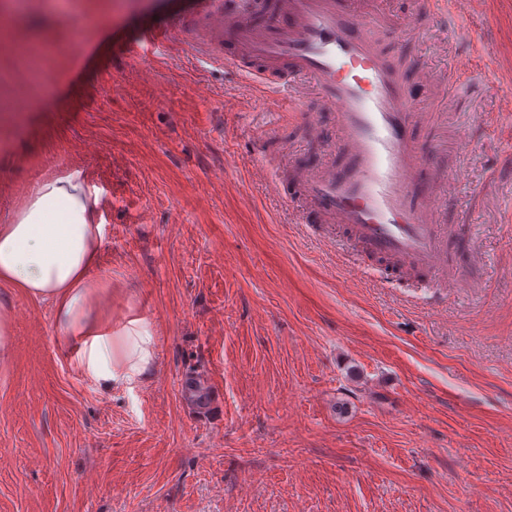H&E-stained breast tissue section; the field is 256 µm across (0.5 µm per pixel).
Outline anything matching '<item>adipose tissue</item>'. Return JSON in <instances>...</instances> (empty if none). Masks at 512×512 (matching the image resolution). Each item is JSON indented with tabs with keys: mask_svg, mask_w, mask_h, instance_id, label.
I'll return each instance as SVG.
<instances>
[{
	"mask_svg": "<svg viewBox=\"0 0 512 512\" xmlns=\"http://www.w3.org/2000/svg\"><path fill=\"white\" fill-rule=\"evenodd\" d=\"M100 197L84 172L44 179L26 205L0 223V282L49 302L57 340L101 390H130L155 368V330L143 315L113 320L112 277L98 274Z\"/></svg>",
	"mask_w": 512,
	"mask_h": 512,
	"instance_id": "1",
	"label": "adipose tissue"
}]
</instances>
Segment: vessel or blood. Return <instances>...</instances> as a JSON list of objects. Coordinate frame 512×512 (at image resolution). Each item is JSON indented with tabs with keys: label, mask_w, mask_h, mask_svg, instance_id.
Returning <instances> with one entry per match:
<instances>
[{
	"label": "vessel or blood",
	"mask_w": 512,
	"mask_h": 512,
	"mask_svg": "<svg viewBox=\"0 0 512 512\" xmlns=\"http://www.w3.org/2000/svg\"><path fill=\"white\" fill-rule=\"evenodd\" d=\"M479 0H421L428 21L453 24L467 33ZM262 0H201L199 18L207 25L197 44L210 61L232 65L267 93L299 103L298 88L312 81L334 124L307 113L310 138L329 142L340 155L335 165L309 175L302 184L306 204L299 221L307 229L334 222L342 238L361 244L362 256H346L352 268L366 257L386 259L423 272V287L454 269L473 275L464 228L432 223L449 198L438 178L422 179L430 164L415 138L426 115L414 88L435 85L438 74L420 65L398 66L377 47L372 32L380 20L352 0H275L267 32L255 33L247 19ZM455 90L469 97L485 79L512 77V58L499 65L477 64L458 56Z\"/></svg>",
	"instance_id": "obj_1"
}]
</instances>
